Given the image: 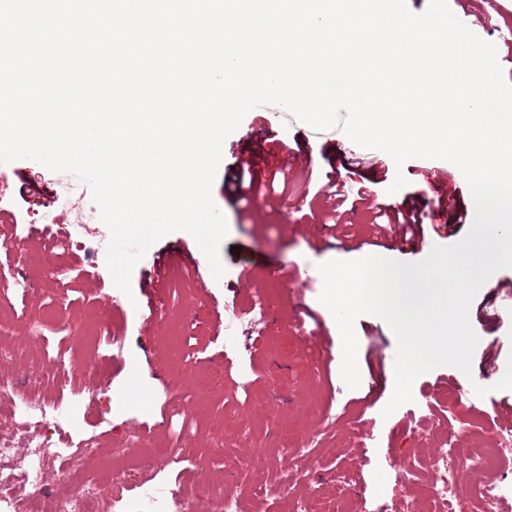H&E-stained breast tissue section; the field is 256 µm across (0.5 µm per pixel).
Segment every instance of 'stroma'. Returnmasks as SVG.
I'll use <instances>...</instances> for the list:
<instances>
[{
    "instance_id": "stroma-1",
    "label": "stroma",
    "mask_w": 512,
    "mask_h": 512,
    "mask_svg": "<svg viewBox=\"0 0 512 512\" xmlns=\"http://www.w3.org/2000/svg\"><path fill=\"white\" fill-rule=\"evenodd\" d=\"M461 3L463 22L495 43L498 60L506 61L512 48L498 34L512 27V0ZM253 130L265 138L255 158L261 176L278 170L282 149L309 152L311 165L290 172L285 194L259 195L247 206L228 202L223 179H216L212 197L228 224L220 248L225 274L214 277L194 237L176 230L137 263L128 295L115 286L106 264L101 239L107 225L74 223L58 202L68 187L84 193L87 185L31 159L0 164V208L17 219L12 243L0 247V379L40 400L78 390L96 395L107 424L79 412L64 428L74 439H94L97 451L87 465L115 475L124 460L112 449L131 440L140 450L143 492L182 499L206 479L224 489L249 487L241 512H329L340 500L349 501L352 512H397L403 500L427 498L432 474L415 463L401 478L389 474V460L413 459L420 449L439 446L452 424H468L470 447H485L486 427L500 425V405L512 401V343L501 340L512 335V315L495 319L479 312L482 301H512V287L497 285L512 278V268L491 275L472 302L469 318L479 342L470 372L444 365L420 375L412 402L382 417L394 372L386 370L380 388L369 381L377 355H394L391 328L375 315L356 319L360 384L348 388L339 329L319 300L320 288L304 282L333 259L375 255L415 263L457 239L434 233L442 219L431 211L425 241L412 254L395 243H377L371 217L361 209L331 230V247L314 249L307 229L328 224L334 183L395 206L412 193L432 194L443 173L467 207L470 188L448 161L412 158L399 167L387 153L352 142L341 128L315 131L277 105L245 115L223 144V163H231L239 140ZM399 174L407 184L391 192ZM25 177L43 188L42 206L30 209L21 200ZM63 226L77 242L60 254L52 243ZM183 255L194 261L197 279L184 275ZM164 256L172 260L167 280L151 289L154 266ZM257 302L264 319H244L231 335L217 330L226 305ZM116 356L125 359L124 367H113ZM92 358L97 367H89ZM445 379L466 385L474 410L433 393ZM362 421L376 424L374 446L357 445L354 430ZM173 448L182 463L159 469V459Z\"/></svg>"
}]
</instances>
